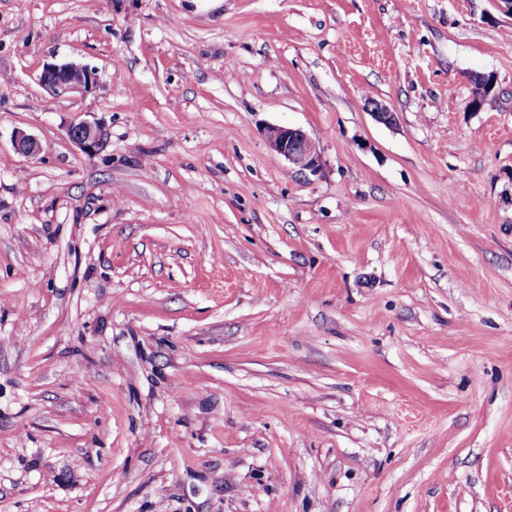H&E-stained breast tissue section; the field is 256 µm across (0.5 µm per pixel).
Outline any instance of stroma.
Instances as JSON below:
<instances>
[{"mask_svg":"<svg viewBox=\"0 0 512 512\" xmlns=\"http://www.w3.org/2000/svg\"><path fill=\"white\" fill-rule=\"evenodd\" d=\"M0 512H512L500 0H0ZM40 81L53 94L88 93L97 84L95 70L76 61L49 64L41 74ZM67 135L71 141L88 151L99 147L103 140L102 129L85 121L72 124L67 130ZM265 139L276 154L284 157L299 171L317 172L319 153L316 143L300 129L269 126L264 129Z\"/></svg>","mask_w":512,"mask_h":512,"instance_id":"obj_1","label":"stroma"}]
</instances>
